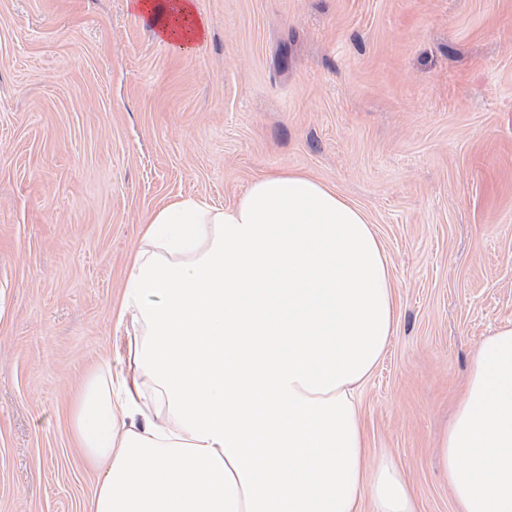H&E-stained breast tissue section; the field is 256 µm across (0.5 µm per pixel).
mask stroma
Returning <instances> with one entry per match:
<instances>
[{
    "instance_id": "obj_1",
    "label": "stroma",
    "mask_w": 512,
    "mask_h": 512,
    "mask_svg": "<svg viewBox=\"0 0 512 512\" xmlns=\"http://www.w3.org/2000/svg\"><path fill=\"white\" fill-rule=\"evenodd\" d=\"M190 54L128 0H0V512H89L71 426L159 205L261 173L362 208L395 322L361 390L368 456L454 512L436 452L472 355L512 324V0H195Z\"/></svg>"
}]
</instances>
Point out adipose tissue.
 Wrapping results in <instances>:
<instances>
[{
    "label": "adipose tissue",
    "instance_id": "obj_1",
    "mask_svg": "<svg viewBox=\"0 0 512 512\" xmlns=\"http://www.w3.org/2000/svg\"><path fill=\"white\" fill-rule=\"evenodd\" d=\"M131 5L182 52L207 37L194 0ZM119 320L127 368L104 360L72 410L92 512H416L397 466L368 464L358 405L395 321L387 256L333 188L282 170L226 207H157ZM438 457L456 512H512V325L474 354Z\"/></svg>",
    "mask_w": 512,
    "mask_h": 512
}]
</instances>
